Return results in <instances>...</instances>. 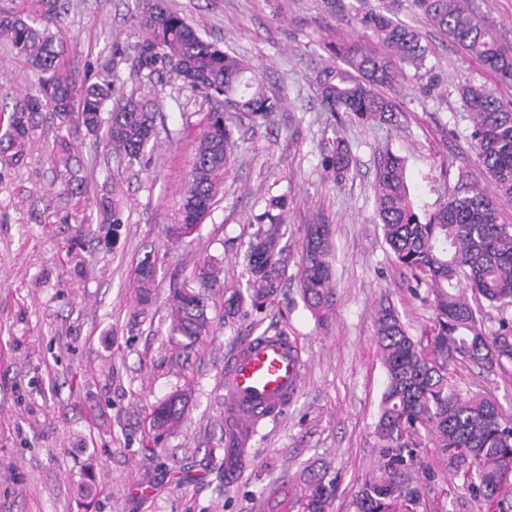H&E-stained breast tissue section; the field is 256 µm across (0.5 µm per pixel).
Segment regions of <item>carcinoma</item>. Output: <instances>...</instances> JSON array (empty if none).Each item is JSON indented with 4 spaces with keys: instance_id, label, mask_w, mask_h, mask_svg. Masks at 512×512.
<instances>
[{
    "instance_id": "obj_1",
    "label": "carcinoma",
    "mask_w": 512,
    "mask_h": 512,
    "mask_svg": "<svg viewBox=\"0 0 512 512\" xmlns=\"http://www.w3.org/2000/svg\"><path fill=\"white\" fill-rule=\"evenodd\" d=\"M21 2L26 5L22 10L0 7V40L45 77L38 94L14 101L12 122L0 136V166L11 168L24 161L30 129L43 112L75 121L91 133L105 126L115 153L130 163L140 160L157 138V103L126 91L125 81L105 64L94 81L80 78L76 66L64 70L66 46L55 31L64 21L65 0ZM413 3L466 56L512 80V39L477 14L471 0ZM353 19L381 51L354 41L331 47L341 64L328 65L316 75L321 102L330 112H350L363 121L396 122L400 110L379 87L392 83L403 66L433 77L432 69L425 68L428 46L417 30L381 12L357 8ZM136 26L132 55L119 43L112 44V55L128 56L133 76L151 81L174 74L187 88L218 102L201 130L183 192L182 222L176 232L184 235L210 213L236 161L237 141L224 116L226 109L252 120L265 119L277 111L278 101L267 95L254 68L205 40L197 26L159 0L137 3ZM461 97L471 114L470 137L478 163L493 190L475 182L421 217L410 198L404 160L391 152L381 156L372 186L385 242L416 287L430 288L435 320L430 345L423 349L392 306L378 311L377 345L387 381L374 429L377 459L355 493L356 512H403L405 498L420 496L410 473L418 464L414 448L422 429L449 471L468 473L477 496L496 503L498 512H512L502 468L503 458L512 456V420L504 418L491 399L464 396L449 380V370L458 362L489 369L512 363V319L501 316L497 329L488 332L467 297L470 292L502 312L512 306V224L501 221L503 206L512 205V102H504L485 84L462 86ZM351 166L349 145L335 138L322 159L324 172L341 185ZM284 208V202L273 198L258 218L244 253L246 289H235L224 300V318L235 317L247 300L258 310L281 293L288 272V249L282 244ZM98 220L114 226L124 223L117 195L101 200ZM332 236L330 225L310 224L301 244L299 284L318 317L333 297ZM218 274L214 264L203 263L193 274L197 286L185 283L174 291L171 335L193 341L208 335L213 320L202 289L216 286ZM154 283L155 264L145 261L135 279L140 305L151 301ZM186 404L183 393H170L153 407V426L166 430L179 424ZM303 493L309 512H326L329 493L323 477L304 480Z\"/></svg>"
}]
</instances>
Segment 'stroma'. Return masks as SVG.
Here are the masks:
<instances>
[{
	"instance_id": "35a3bbf8",
	"label": "stroma",
	"mask_w": 512,
	"mask_h": 512,
	"mask_svg": "<svg viewBox=\"0 0 512 512\" xmlns=\"http://www.w3.org/2000/svg\"><path fill=\"white\" fill-rule=\"evenodd\" d=\"M203 37L261 72L280 99L268 120L229 114L239 128L238 159L210 214L188 237L182 189L199 132L214 103L173 76L132 78L112 45H134L135 0H67L62 34L81 75L113 64L127 89L161 108L159 134L140 163L126 166L102 137L45 112L37 116L22 165L0 168V512H301L303 480L331 484L328 512H354V494L377 456L374 426L386 384L376 345L380 305L395 308L421 345L431 341L433 311L409 290L410 273L383 236L372 184L384 152L405 161L418 212H432L458 187L459 171L483 176L472 148V124L460 89L502 83L464 57L439 30L397 0L399 19L429 48L437 85L403 67L384 87L402 112L399 123H367L326 111L315 75L332 64L330 45L359 39L350 11L323 0H166ZM42 75L0 41V134L13 98L36 93ZM70 141L68 159L53 148L56 130ZM349 143V179L341 185L321 167L335 136ZM72 170L84 193L67 194ZM122 198L124 222L85 224L103 197ZM287 201L288 281L278 298L224 317L223 289L209 292V336L190 344L170 335L174 288L200 263L213 262L227 283L245 284L243 254L255 218L269 200ZM310 224L333 229L334 295L324 318L304 302L298 282L300 245ZM156 260V288L140 308L133 286L138 263ZM281 330L300 348L302 377L282 412L255 435L253 459L239 480L224 482V392L219 385L235 349L263 331ZM462 392L491 397L512 417V364L452 369ZM188 393L181 424L158 432L153 406ZM418 512H488L467 476L448 471L429 439L417 450ZM92 468V489L83 473Z\"/></svg>"
}]
</instances>
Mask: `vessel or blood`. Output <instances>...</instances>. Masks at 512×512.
I'll return each mask as SVG.
<instances>
[{"label":"vessel or blood","mask_w":512,"mask_h":512,"mask_svg":"<svg viewBox=\"0 0 512 512\" xmlns=\"http://www.w3.org/2000/svg\"><path fill=\"white\" fill-rule=\"evenodd\" d=\"M302 356L285 335L243 342L224 368V479L235 481L250 453L254 424L279 411L297 392Z\"/></svg>","instance_id":"b4317fda"}]
</instances>
